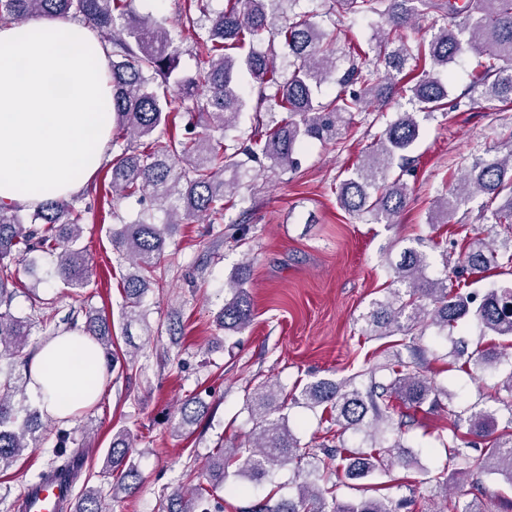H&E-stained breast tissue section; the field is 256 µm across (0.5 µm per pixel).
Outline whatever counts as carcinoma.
<instances>
[{"instance_id": "1", "label": "carcinoma", "mask_w": 512, "mask_h": 512, "mask_svg": "<svg viewBox=\"0 0 512 512\" xmlns=\"http://www.w3.org/2000/svg\"><path fill=\"white\" fill-rule=\"evenodd\" d=\"M299 0H226L224 9L209 12L208 0H190L182 16V27L195 34L200 67L196 76L185 78L179 71L181 47L166 26V19L152 15L138 17L132 0H0V22L23 23L32 17L51 16L83 21L104 35L111 47L113 142L126 141L123 152L108 169L103 184L107 214L126 199L150 191L165 214L161 224L144 214L130 224L112 229V247L127 260L134 272L124 277V317L143 319L141 307L157 285L153 273L164 255L170 229L185 218L212 221L223 217L227 195L235 193L249 175L248 163L267 170L293 166L294 154L307 138L334 141L339 131L352 124L354 114L371 106H389L395 83L405 80L402 92L410 108L395 113L383 131L361 154L352 174L340 182L337 202L348 213L370 214L378 223L393 224L404 211L409 187L394 168L405 169L408 153L423 130L418 119L431 117L448 105V83L440 73L447 70L459 53L475 58L471 86L482 88V96L504 106L512 105V0H457L431 3L462 21L442 26L427 40L410 45L404 30L414 20L415 0H322L323 17L332 25L327 30L315 15L297 13ZM362 18L379 19L381 35L370 51L384 63L390 83L381 82L379 72L363 65L369 51L349 44L343 52L348 67L338 72V25L340 10ZM199 16H193V12ZM278 39L288 53L289 71L282 72L273 57L253 50L264 33ZM257 94L254 129L246 138L228 139L246 105L244 78ZM335 83L338 90L326 102L318 99L322 87ZM184 110L203 112L209 123L189 118L188 135L170 127V114ZM202 130H197V127ZM484 195L482 217L491 224H512V150L506 155L476 156L464 173L437 200V214L447 225L473 197ZM91 207L76 199L49 198L29 215L17 207H0V361L12 360L23 352L35 321L12 311L16 294L14 262L33 265L28 255L41 251L54 258L55 272L70 289H81L90 281L92 270L84 251L77 247L81 225ZM458 247L457 267L439 275L429 273L430 254L438 248L434 240L417 239V246L405 247L399 259L390 263V288L371 302L362 315L368 337L400 335L398 351L380 364L386 381H374L362 389L349 380L319 379L290 394V400L329 415L327 422L336 435L348 431L364 434L368 451L321 448V452H300V441L289 425L285 405L273 399L274 385L257 388L249 399L252 433L247 439L219 446L205 467L209 487L199 484L189 492L175 490L168 496L167 512H210V494L224 487L228 470L252 480H261L278 468L301 463L309 467L314 480L297 486V496L276 497L272 491L252 512H326L327 496L333 487L319 484L334 470V462H345L348 480L374 481L400 466L416 467L415 458L403 450V423L395 421L396 402L417 407L430 401L448 400L453 418L450 434L437 437L445 449L447 465L455 467L458 480L486 473L503 477L512 487V434H496L498 410L475 403L456 410L454 396L424 374L425 358L417 340L433 326L437 335L448 338L459 322L470 318L482 336L496 342L487 350L467 348L451 352L447 362L453 368L460 359L481 372L506 361L512 366V289L490 286L469 290L452 276L475 275L479 280L503 268L512 267V235L491 241L475 227L454 240ZM250 272L246 263L230 277L224 308L217 323L226 331L239 333L252 322V305L245 288ZM83 331L94 340L108 367L117 357L110 350L112 322L102 316L88 318ZM31 378L21 384L0 379V469L9 467L22 452L37 447L35 432L39 412H29L15 402ZM494 401L509 411L512 424V369L495 384ZM196 397L185 400L180 424L194 423L200 416ZM485 441L474 455L459 427ZM133 439L120 431L113 435L106 470L115 477L112 498L130 495L140 486V475L130 461ZM477 491L469 502L448 499V481H436L434 496L443 499L448 512H486L481 497L487 489L474 483ZM406 500L385 496L350 503L339 512H398ZM79 512H110L98 489L85 492Z\"/></svg>"}]
</instances>
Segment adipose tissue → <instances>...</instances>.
I'll return each mask as SVG.
<instances>
[{
	"label": "adipose tissue",
	"mask_w": 512,
	"mask_h": 512,
	"mask_svg": "<svg viewBox=\"0 0 512 512\" xmlns=\"http://www.w3.org/2000/svg\"><path fill=\"white\" fill-rule=\"evenodd\" d=\"M108 54L80 21L0 24V206L33 209L81 192L108 157ZM107 379L93 340L65 331L32 363L30 390L46 413L74 416Z\"/></svg>",
	"instance_id": "ef3b65f1"
}]
</instances>
